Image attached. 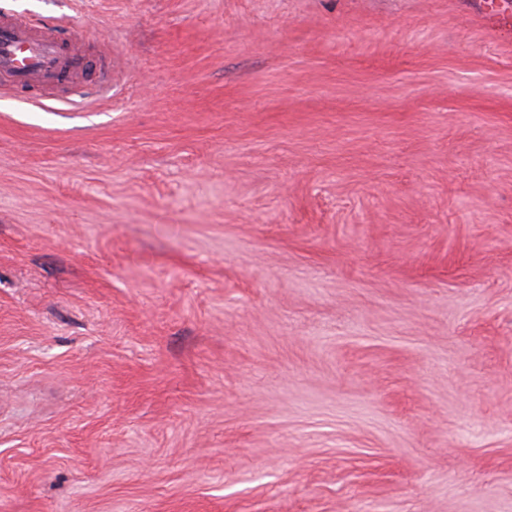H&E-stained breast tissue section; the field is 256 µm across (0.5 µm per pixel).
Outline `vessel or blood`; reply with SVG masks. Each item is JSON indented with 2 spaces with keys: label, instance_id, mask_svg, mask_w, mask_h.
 I'll use <instances>...</instances> for the list:
<instances>
[{
  "label": "vessel or blood",
  "instance_id": "obj_1",
  "mask_svg": "<svg viewBox=\"0 0 512 512\" xmlns=\"http://www.w3.org/2000/svg\"><path fill=\"white\" fill-rule=\"evenodd\" d=\"M114 67L113 53H92L88 43L67 35L65 22L36 21L0 8L1 94L19 91L41 105L70 104L91 84L105 99Z\"/></svg>",
  "mask_w": 512,
  "mask_h": 512
}]
</instances>
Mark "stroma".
Returning a JSON list of instances; mask_svg holds the SVG:
<instances>
[{"instance_id":"35a3bbf8","label":"stroma","mask_w":512,"mask_h":512,"mask_svg":"<svg viewBox=\"0 0 512 512\" xmlns=\"http://www.w3.org/2000/svg\"><path fill=\"white\" fill-rule=\"evenodd\" d=\"M0 6V512H512V0ZM65 30L63 21H35L0 8V93L18 90L44 106L51 101L73 104L93 84L96 101L111 97L114 52L94 53Z\"/></svg>"}]
</instances>
